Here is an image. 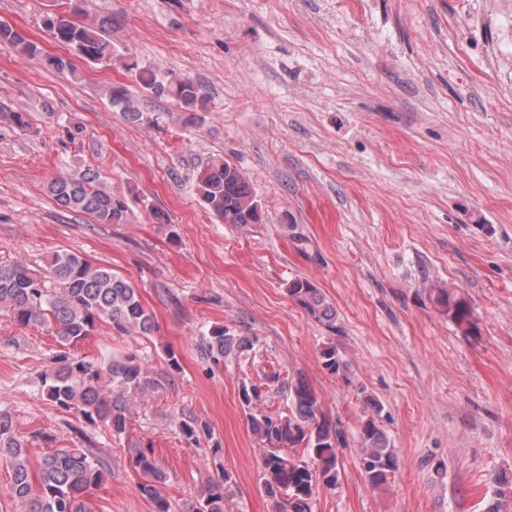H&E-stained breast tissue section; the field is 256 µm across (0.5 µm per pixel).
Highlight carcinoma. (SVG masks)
Returning <instances> with one entry per match:
<instances>
[{
  "instance_id": "obj_1",
  "label": "carcinoma",
  "mask_w": 512,
  "mask_h": 512,
  "mask_svg": "<svg viewBox=\"0 0 512 512\" xmlns=\"http://www.w3.org/2000/svg\"><path fill=\"white\" fill-rule=\"evenodd\" d=\"M45 27L67 50L65 55L47 57L48 66L60 74L73 72V56L90 63H110L115 58L112 41L102 28L63 16L47 18ZM0 45L23 58L43 54L35 40L1 23ZM127 69L135 71L139 85L152 96L179 103L187 112L186 123L205 121L206 98L193 80L162 75L136 63ZM110 100L127 120L141 118L126 86L113 87ZM195 185L201 200L223 223L245 226L262 222L261 204L252 183L229 161L214 160L198 169ZM49 191L61 205L89 214L99 224L128 221L126 197L106 190L98 173L91 169L80 178L53 179ZM288 294L315 319L328 323L336 320V310L309 279L292 280ZM433 302L464 332L474 329L473 309L457 292L440 288ZM0 308L9 309L22 325L48 329L65 347L77 346L101 323L121 334L132 331L142 336L154 328L153 315L144 308L129 281L72 252L56 254L43 272L20 261L0 263ZM249 346L248 339L229 336L222 327L210 329L199 340L202 354L217 364ZM321 357L330 372L340 371L336 346L324 347ZM166 382L167 378L132 358L77 359L44 373L41 391L47 401L120 436L129 422V401L158 392ZM288 401V414L284 416H249L252 433L264 444L261 482L272 500V512H313L317 489H332L339 483L341 434L320 414L319 399L304 381L288 386ZM361 440L366 478L374 486L387 484L398 468L397 458L375 418L364 422ZM300 445L307 456L287 454V450ZM2 458L11 467L9 494L24 505L26 512H95L92 491L102 485L111 470L109 459L94 448H55L32 463L25 442L15 435L11 415L0 410ZM129 465L139 476L138 490L153 503L154 512H172L161 489L166 475L153 449H129ZM231 480L230 473L221 471L188 512H223L224 486Z\"/></svg>"
}]
</instances>
